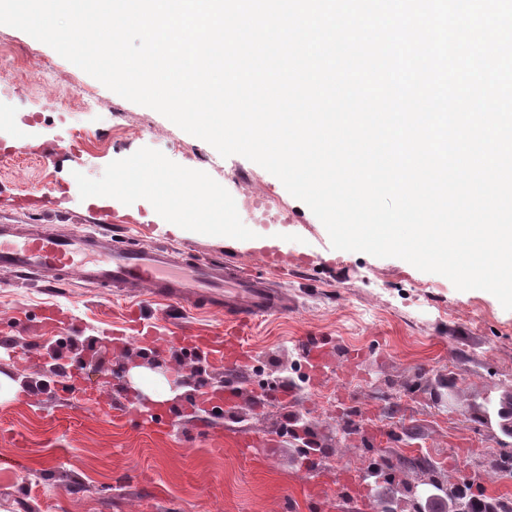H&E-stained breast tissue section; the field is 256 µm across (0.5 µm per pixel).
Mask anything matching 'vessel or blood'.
I'll return each mask as SVG.
<instances>
[{"label": "vessel or blood", "mask_w": 512, "mask_h": 512, "mask_svg": "<svg viewBox=\"0 0 512 512\" xmlns=\"http://www.w3.org/2000/svg\"><path fill=\"white\" fill-rule=\"evenodd\" d=\"M254 252L264 266L277 271L302 262L271 241L259 242ZM173 264V254L164 246H121L105 235L0 224V271L45 288L74 277L121 297L146 291L159 298L203 304L236 327L268 314L286 313L290 306L285 289L240 264L203 259L186 264L179 273L173 272Z\"/></svg>", "instance_id": "1"}]
</instances>
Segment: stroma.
<instances>
[{
  "instance_id": "stroma-1",
  "label": "stroma",
  "mask_w": 512,
  "mask_h": 512,
  "mask_svg": "<svg viewBox=\"0 0 512 512\" xmlns=\"http://www.w3.org/2000/svg\"><path fill=\"white\" fill-rule=\"evenodd\" d=\"M57 82L41 80L43 69ZM96 111L80 109L81 91ZM72 100L57 106L59 97ZM0 221L50 231L105 232L124 243L165 242L181 261L219 259L264 267L259 240L307 263L278 274L292 307L247 334L248 358L214 363L197 350L176 359L180 327L220 336L221 316L80 282L52 292L0 274V372L21 381L0 402V512H373L381 496L411 500L427 488L423 457L443 481L474 475L485 498H512V477L474 466L480 448H511L497 415L512 394V311L491 293L457 290L444 276L399 258L333 249L320 220L261 166L220 157L157 111L132 103L27 33L0 25ZM57 145L53 166L38 156ZM134 161L202 176L224 190L223 235L197 218L168 216L154 196L120 177ZM62 184L59 211L29 212L16 198ZM112 188L110 222L89 210ZM268 208H261V201ZM58 308L48 324L45 306ZM322 364L309 361L305 341ZM161 361L175 392L156 403L114 370ZM66 364L67 375L55 374ZM286 386L261 403L259 377ZM455 392L461 415L445 398ZM300 417L314 442L282 429Z\"/></svg>"
}]
</instances>
